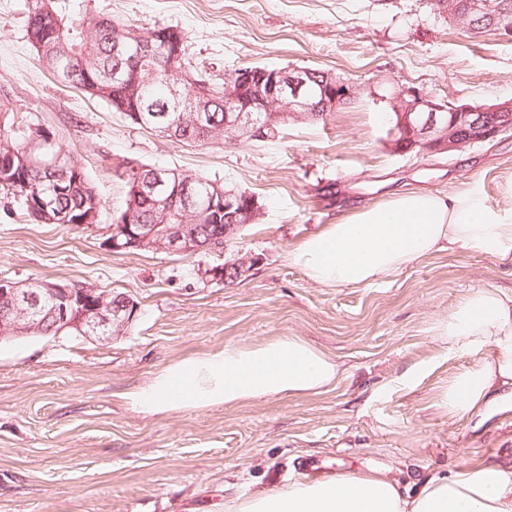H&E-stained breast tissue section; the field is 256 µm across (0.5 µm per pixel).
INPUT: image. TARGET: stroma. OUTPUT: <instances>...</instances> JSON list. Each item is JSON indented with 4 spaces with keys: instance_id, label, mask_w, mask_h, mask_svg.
<instances>
[{
    "instance_id": "stroma-1",
    "label": "stroma",
    "mask_w": 512,
    "mask_h": 512,
    "mask_svg": "<svg viewBox=\"0 0 512 512\" xmlns=\"http://www.w3.org/2000/svg\"><path fill=\"white\" fill-rule=\"evenodd\" d=\"M88 13L175 26L214 81L248 66L308 67L357 85L396 83L438 102L512 99V41L450 24L438 0H83ZM29 0H0V105L55 133L99 198L94 224H43L0 189V279L85 283L130 298L111 337L0 338V512H223L227 501L339 471L388 469L409 491L462 463L512 466V402L448 418L449 375L475 355L434 339L476 288L512 294V257L453 248L366 287L325 288L288 260L300 239L392 192L480 182L512 201V131L452 153H398L369 96L274 138L186 145L61 84L26 36ZM254 195L260 218L222 250L113 252L127 159ZM240 253L250 275L211 270ZM299 336L335 357L334 388L200 411L143 415L123 398L189 354Z\"/></svg>"
}]
</instances>
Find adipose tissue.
Instances as JSON below:
<instances>
[{"mask_svg":"<svg viewBox=\"0 0 512 512\" xmlns=\"http://www.w3.org/2000/svg\"><path fill=\"white\" fill-rule=\"evenodd\" d=\"M512 255V207L493 208L479 184L448 194L397 191L349 211L289 252L292 264L327 287L368 286L448 246ZM435 339L456 352L478 353L438 395L454 419L485 407L491 393L512 391V295L470 292L435 328ZM335 358L298 336L187 355L124 394L145 415L204 410L332 389ZM224 512H512V467L478 464L403 488L390 471L338 472L299 479L225 504Z\"/></svg>","mask_w":512,"mask_h":512,"instance_id":"obj_1","label":"adipose tissue"}]
</instances>
